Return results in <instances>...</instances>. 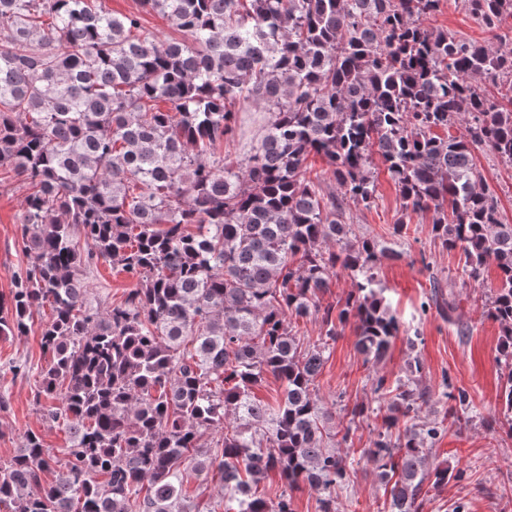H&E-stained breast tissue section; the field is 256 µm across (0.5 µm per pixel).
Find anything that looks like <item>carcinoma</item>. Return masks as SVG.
<instances>
[{
  "label": "carcinoma",
  "mask_w": 512,
  "mask_h": 512,
  "mask_svg": "<svg viewBox=\"0 0 512 512\" xmlns=\"http://www.w3.org/2000/svg\"><path fill=\"white\" fill-rule=\"evenodd\" d=\"M462 2L498 46L425 26L441 0H140L178 39L96 0H0V184L25 187L28 257L0 297V337L50 308L35 400L58 402L45 416L70 434L58 456L23 435L0 463L3 512H192L185 484L209 472L234 503L211 512H296L301 487L333 512L352 427L329 426L319 397L329 342L351 322L379 362L401 332L375 273L385 249L347 217L373 204L377 159L401 196L394 233L428 212L468 279L496 265L487 316L512 437V224L473 162L479 149L512 167V36L499 33L512 0ZM250 104L267 112L255 144L239 119ZM230 141L233 160L217 153ZM311 155L337 190L311 178ZM101 261L135 279L104 311L87 298ZM338 268L353 290L325 305ZM310 315L312 343L296 331ZM422 372L415 357L406 381L375 388L389 413L363 457L389 512H420L425 484L464 478L430 458L438 423L415 422L433 397ZM269 376L272 404L254 395ZM272 473L273 499L260 490Z\"/></svg>",
  "instance_id": "1"
}]
</instances>
